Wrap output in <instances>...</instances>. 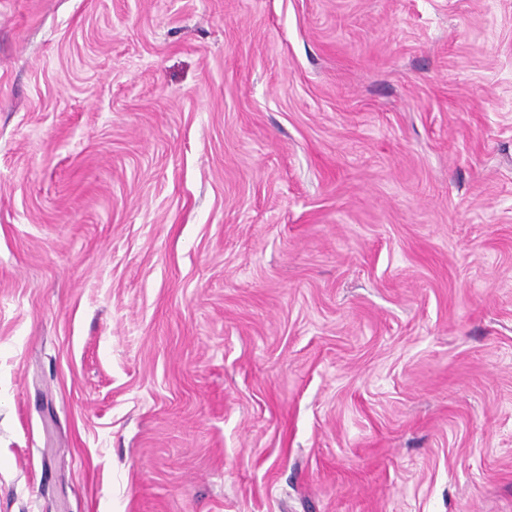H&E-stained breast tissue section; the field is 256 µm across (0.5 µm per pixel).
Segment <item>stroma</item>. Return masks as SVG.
I'll list each match as a JSON object with an SVG mask.
<instances>
[{
	"label": "stroma",
	"instance_id": "obj_1",
	"mask_svg": "<svg viewBox=\"0 0 512 512\" xmlns=\"http://www.w3.org/2000/svg\"><path fill=\"white\" fill-rule=\"evenodd\" d=\"M0 512H512V0H0Z\"/></svg>",
	"mask_w": 512,
	"mask_h": 512
}]
</instances>
